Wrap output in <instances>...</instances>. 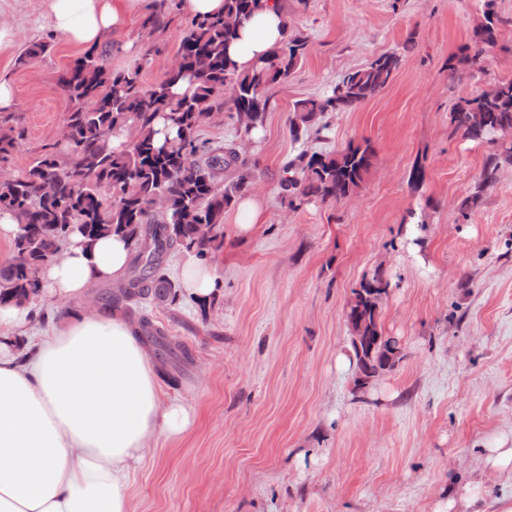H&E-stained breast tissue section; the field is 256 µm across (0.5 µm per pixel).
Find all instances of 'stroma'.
<instances>
[{
  "label": "stroma",
  "mask_w": 512,
  "mask_h": 512,
  "mask_svg": "<svg viewBox=\"0 0 512 512\" xmlns=\"http://www.w3.org/2000/svg\"><path fill=\"white\" fill-rule=\"evenodd\" d=\"M158 0H142L128 26L102 43L106 66H141L159 80L190 23L169 0L168 26L144 36ZM291 31L307 35L302 63L270 87L260 136L231 115L199 139L244 145L256 165L265 220L249 239L224 212L214 254L223 286L209 302L144 304L142 313L191 361L181 374L157 367L164 398L194 408L182 435L151 439L130 475L133 512H432L451 480L477 481L488 502L512 478L483 465L484 451L512 442V166L469 216L459 210L491 146L453 134L452 104L512 79V0L484 69L450 81L448 61L470 45L484 0H281ZM13 46L0 51V79L16 99L0 120L23 134L7 171L17 176L47 151L65 154L70 108L59 75L84 53L55 33L44 0H0ZM414 39L393 82L372 100L328 117L293 142L296 101L319 97L339 76ZM49 42L44 54L25 48ZM369 140L373 167L354 202L311 201L290 210L280 194L284 163L303 150ZM424 169L420 190L408 179ZM427 216L426 263L399 236L407 214ZM391 281L381 307L385 335L402 359L368 388L336 358L349 347L344 308L364 276Z\"/></svg>",
  "instance_id": "1"
}]
</instances>
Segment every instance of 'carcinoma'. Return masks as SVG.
<instances>
[{"instance_id":"1","label":"carcinoma","mask_w":512,"mask_h":512,"mask_svg":"<svg viewBox=\"0 0 512 512\" xmlns=\"http://www.w3.org/2000/svg\"><path fill=\"white\" fill-rule=\"evenodd\" d=\"M262 0H224V13L194 18L182 37L178 67L155 85L141 82V68L112 71L97 49L87 50L59 78L69 102L66 124L70 153L63 159L46 152L20 176H0V210L11 212L19 232L13 257L0 264V306L31 300L41 291L38 271L61 256L71 234L87 244L106 234L132 243L127 281L99 299L108 311L134 314L145 299L173 305L180 293L164 273V258L179 251L207 259L223 241L224 211L254 188L253 175L233 147L200 141L196 133L224 110L251 112L245 133L263 126L270 98L268 86L288 79L305 55L307 37L294 33L273 49L251 73L236 71L228 54L244 24ZM165 3L142 27L163 29ZM501 20L486 0L483 21L473 31V46L451 58V76L482 69L485 51L497 42ZM402 61L398 51L385 52L351 70L321 97L301 99L289 118V133L300 140L333 112L348 111L382 92ZM189 80L191 89L174 97L171 87ZM454 131L473 141L495 144L484 160L474 191L462 199L467 216L500 171L512 165V80L497 81L452 106ZM129 132L132 141L112 145V137ZM14 128H0V162L16 152ZM375 152L370 142L349 143L328 152H302L287 162L283 198L296 208L315 199L340 204L357 195L370 172ZM211 224L209 236L196 226ZM391 287L379 269L365 277L344 309L350 328V351L356 382L364 387L394 369L401 359L398 342L384 334L380 309ZM141 331L165 359H190L188 349L173 346L162 329L140 317Z\"/></svg>"}]
</instances>
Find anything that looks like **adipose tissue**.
<instances>
[{
	"instance_id": "ef3b65f1",
	"label": "adipose tissue",
	"mask_w": 512,
	"mask_h": 512,
	"mask_svg": "<svg viewBox=\"0 0 512 512\" xmlns=\"http://www.w3.org/2000/svg\"><path fill=\"white\" fill-rule=\"evenodd\" d=\"M139 2L46 0V8L68 41L94 47L125 28ZM287 37L278 0H263L228 53L238 70L249 71ZM131 254L121 236L89 244L72 234L61 258L39 271L48 295L71 304L69 317L31 348L0 338V512H132L126 486L149 439L191 424L190 407L163 401L137 328L86 301L92 285L125 281ZM222 286L213 262L185 264V296L206 302ZM433 512H512V499L492 506L471 483L457 482Z\"/></svg>"
}]
</instances>
